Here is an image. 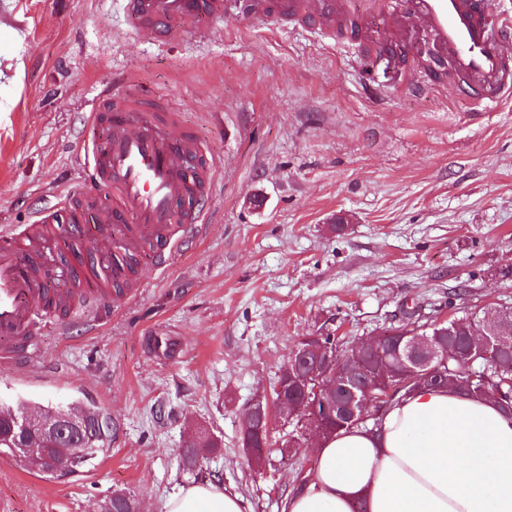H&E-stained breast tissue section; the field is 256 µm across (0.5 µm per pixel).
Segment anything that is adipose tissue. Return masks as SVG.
<instances>
[{"label": "adipose tissue", "instance_id": "adipose-tissue-1", "mask_svg": "<svg viewBox=\"0 0 512 512\" xmlns=\"http://www.w3.org/2000/svg\"><path fill=\"white\" fill-rule=\"evenodd\" d=\"M512 512V415L452 390L393 405L378 433L318 443L306 486L281 512ZM165 512H251L213 482L180 488Z\"/></svg>", "mask_w": 512, "mask_h": 512}]
</instances>
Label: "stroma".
<instances>
[{
  "label": "stroma",
  "mask_w": 512,
  "mask_h": 512,
  "mask_svg": "<svg viewBox=\"0 0 512 512\" xmlns=\"http://www.w3.org/2000/svg\"><path fill=\"white\" fill-rule=\"evenodd\" d=\"M208 27L205 44L158 45L120 0H0V226L32 223L61 193L97 195L73 161L115 86L179 103L216 165L198 244L163 272L135 258L140 292L104 306L96 330L46 317L35 365L0 366L14 411L90 402L112 422L107 450L75 473L0 463V512H100L115 491L163 512L202 481L281 512L314 451L275 447L253 470L239 418L301 338L372 336L408 306L512 304V100L475 112L450 86L412 94L359 66L373 44L283 19ZM200 432L218 447L190 470Z\"/></svg>",
  "instance_id": "obj_1"
}]
</instances>
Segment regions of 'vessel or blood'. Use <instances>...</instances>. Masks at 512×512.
Segmentation results:
<instances>
[{"label": "vessel or blood", "instance_id": "1", "mask_svg": "<svg viewBox=\"0 0 512 512\" xmlns=\"http://www.w3.org/2000/svg\"><path fill=\"white\" fill-rule=\"evenodd\" d=\"M351 0H278V13L302 26L335 33ZM247 19H267V0H122L123 11L141 39L161 44L203 35L202 20L224 17L228 8ZM395 24L414 17L423 30L385 45V52L413 57L423 47L446 54L460 77L459 94L483 112L512 98V9L493 0H365L361 19ZM160 93L124 88L101 92L90 123L108 119L105 139L91 140L80 162L84 179L105 189L103 197L75 201L61 196L23 228H0V364H30L36 331L53 313L95 327L97 313L113 288L136 294L141 283L112 264L114 252L134 257L150 250L156 267L189 241L202 237L205 204L215 181V165L198 138L174 115L163 114ZM69 215L70 234L95 224L93 247L78 270L87 288L80 293L50 288L68 270L59 249L57 213Z\"/></svg>", "mask_w": 512, "mask_h": 512}]
</instances>
